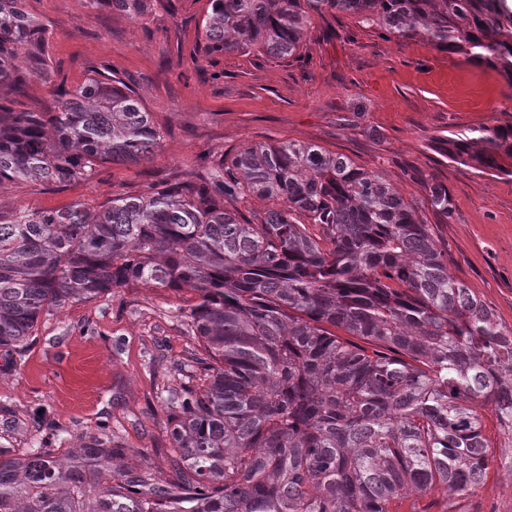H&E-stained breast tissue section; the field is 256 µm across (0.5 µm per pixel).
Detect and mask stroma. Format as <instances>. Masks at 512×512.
Segmentation results:
<instances>
[{
  "instance_id": "1",
  "label": "stroma",
  "mask_w": 512,
  "mask_h": 512,
  "mask_svg": "<svg viewBox=\"0 0 512 512\" xmlns=\"http://www.w3.org/2000/svg\"><path fill=\"white\" fill-rule=\"evenodd\" d=\"M208 0H173L131 16L85 0H26L53 27L49 54L67 85L95 67L135 90L163 132L145 164L100 167L89 180L0 183V215L95 208L187 169L206 173L244 144L295 142L348 155L392 183L448 249V273L512 327V176L480 173L441 153L449 133L512 125V90L464 57L421 39L384 36L339 13L316 20L299 56L227 52L193 59ZM447 187L452 214L430 206ZM172 292L140 286L43 314L35 336L0 354V448L66 458L84 437L131 449L132 463L168 473L167 389L193 347ZM512 473L490 471L460 512H512Z\"/></svg>"
}]
</instances>
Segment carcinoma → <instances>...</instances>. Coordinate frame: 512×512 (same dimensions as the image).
<instances>
[{
  "instance_id": "carcinoma-1",
  "label": "carcinoma",
  "mask_w": 512,
  "mask_h": 512,
  "mask_svg": "<svg viewBox=\"0 0 512 512\" xmlns=\"http://www.w3.org/2000/svg\"><path fill=\"white\" fill-rule=\"evenodd\" d=\"M24 2L0 0V85L14 94L0 100V183L150 160L162 135L132 87L96 68L77 86L57 81L48 26ZM336 12L482 61L512 90L502 0H208L191 54L295 57L314 19ZM34 78L55 85L43 112L21 108ZM476 132L449 134L448 159L512 175V125ZM181 176L93 213L0 220L1 350L21 347L50 308L130 285L175 292L198 342L168 390L169 478L96 436L64 461L0 448V512H397L411 494L454 512L490 469L512 472V327L448 274L432 225L392 184L294 142H253ZM428 188L450 215L448 189ZM254 194L272 205L248 219L235 203Z\"/></svg>"
}]
</instances>
